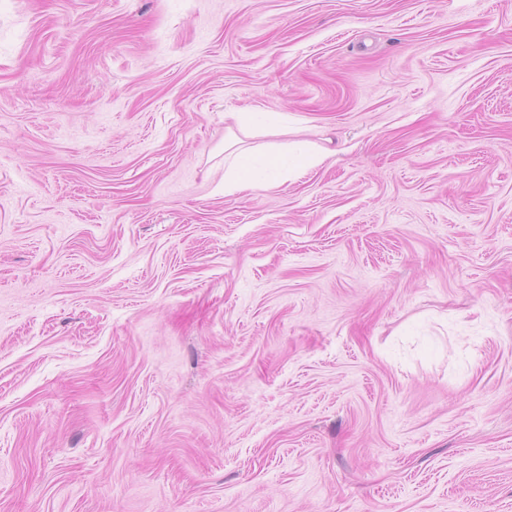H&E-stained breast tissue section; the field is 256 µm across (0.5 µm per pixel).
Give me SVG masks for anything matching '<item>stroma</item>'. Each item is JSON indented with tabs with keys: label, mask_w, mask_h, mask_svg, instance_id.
<instances>
[{
	"label": "stroma",
	"mask_w": 512,
	"mask_h": 512,
	"mask_svg": "<svg viewBox=\"0 0 512 512\" xmlns=\"http://www.w3.org/2000/svg\"><path fill=\"white\" fill-rule=\"evenodd\" d=\"M0 512H512V0H0ZM236 140H224V193L233 195L247 189L264 188L271 178L256 168L250 157L244 153L235 154L230 149ZM284 153H286L288 171L292 174L319 166L328 156L322 150L305 143L289 144L286 146Z\"/></svg>",
	"instance_id": "1"
}]
</instances>
